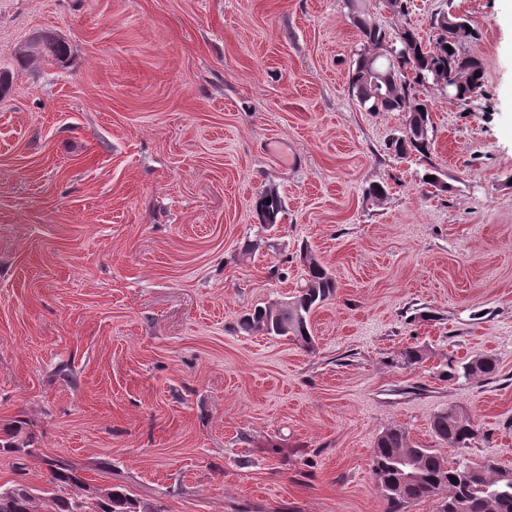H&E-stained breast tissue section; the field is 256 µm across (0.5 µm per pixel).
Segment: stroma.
Segmentation results:
<instances>
[{"instance_id":"35a3bbf8","label":"stroma","mask_w":512,"mask_h":512,"mask_svg":"<svg viewBox=\"0 0 512 512\" xmlns=\"http://www.w3.org/2000/svg\"><path fill=\"white\" fill-rule=\"evenodd\" d=\"M350 2L0 0V432L25 421L30 485L48 454L162 512H384L377 437L448 453L451 406L478 430L464 457L512 470V0H369L430 42L454 10L484 65L467 105L419 87L434 147L405 159V113L350 88ZM41 28L66 66L18 64ZM304 245L337 283L313 348L239 333L301 287ZM267 198L271 199L270 204H267ZM284 209V201L275 189H266L256 198L255 210L263 227H265L264 224L269 226L278 224ZM448 379L469 377L474 375H489L495 371V363L488 358H474L460 365L448 367Z\"/></svg>"}]
</instances>
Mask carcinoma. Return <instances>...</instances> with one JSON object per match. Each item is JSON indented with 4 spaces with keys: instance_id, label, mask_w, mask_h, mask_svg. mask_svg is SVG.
I'll return each mask as SVG.
<instances>
[{
    "instance_id": "1",
    "label": "carcinoma",
    "mask_w": 512,
    "mask_h": 512,
    "mask_svg": "<svg viewBox=\"0 0 512 512\" xmlns=\"http://www.w3.org/2000/svg\"><path fill=\"white\" fill-rule=\"evenodd\" d=\"M352 7L358 10L357 24L367 44L352 71V92L370 111L409 113L404 131L392 137L386 148L399 158L414 153L426 158L431 150L429 104L416 94H408L406 87L414 88L442 78L451 84L448 101L461 105L469 101L466 92L481 91L483 63L470 61L462 50V44L473 37V32L467 30L468 21L459 17L453 22L446 16L436 15L432 25L440 30V35L432 45L425 46L418 33L408 27L390 39L387 31L373 22L358 4ZM393 51L396 63L390 64L388 57ZM69 57L68 42L55 31L45 29L20 48L17 62L25 64L39 59L59 66ZM373 69L384 74L380 87L374 86L369 77ZM284 209V201L274 189H267L256 198L255 210L262 225L277 224ZM303 260L307 267L306 280L291 296L288 306L255 307L240 318L242 331L292 336L306 346L312 344L310 316L318 305L334 295L336 281L311 250H306ZM494 371L492 360L474 358L457 366L448 365V379L489 375ZM432 430L437 439L458 450L469 447L475 438L473 422L458 408L438 412L433 417ZM33 453L30 437L24 434V422L18 419L10 427L7 439L0 442V455L15 457V471L22 476L25 471L22 458ZM43 461L49 472V488L32 487L22 479L0 484V512H160L142 504L122 486L87 483L81 465L54 455L44 456ZM372 474L386 502L385 512H406L410 504L440 493L445 497L439 512H452L451 504L458 498L465 499L468 512H512L511 471L491 460L478 464L460 455L450 460L435 448L412 444L406 433L396 427L386 429L378 437L372 456Z\"/></svg>"
}]
</instances>
